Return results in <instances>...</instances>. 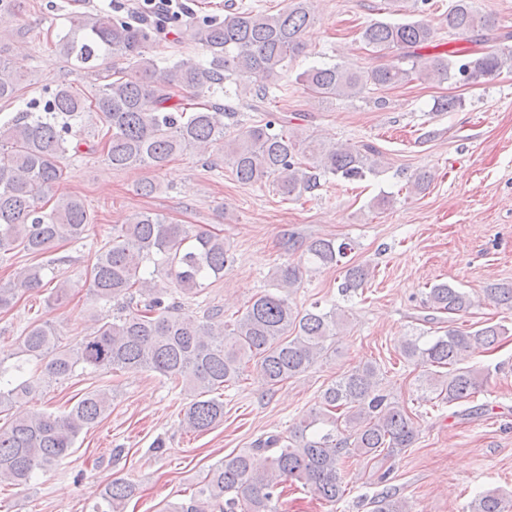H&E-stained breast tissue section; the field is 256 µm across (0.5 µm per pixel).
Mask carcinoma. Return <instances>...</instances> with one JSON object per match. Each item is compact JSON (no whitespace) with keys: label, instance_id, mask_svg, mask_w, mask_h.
<instances>
[{"label":"carcinoma","instance_id":"obj_1","mask_svg":"<svg viewBox=\"0 0 512 512\" xmlns=\"http://www.w3.org/2000/svg\"><path fill=\"white\" fill-rule=\"evenodd\" d=\"M315 19L311 0H289L269 14L241 10L224 17L193 23L180 38L209 55L159 57L156 49L167 40L172 22L163 15L117 17L106 11L80 12L58 35L55 48L66 62L87 69L98 84L82 91L57 86L44 102L35 99L11 120L0 124V254L20 249L42 255L60 242H79L92 224L88 207L76 195L58 193L65 177V160L79 153L81 138L73 131L84 112L94 111L103 125L102 151L114 169L144 167L160 170L186 150L205 153L224 144V158L243 185L268 179L291 199L314 193L320 178L333 175L361 181L376 172L378 150L363 143L336 146L301 137L298 128L281 117L237 130L233 112L215 105L192 103L234 79L257 86L264 98L269 84L303 53V34ZM448 30L465 35L491 31L495 20L480 15L471 0H453L445 15ZM438 28L418 19L403 23L372 20L361 32L371 51L383 55L403 51L400 63L361 71L341 63L313 66L298 80L322 100L356 97L368 86L391 88L416 74L465 85L488 82L512 70V49L450 56H424ZM0 45V102L18 97L24 74L3 56ZM351 243L318 238L306 246L307 260L316 266L341 262ZM154 270L145 272L146 264ZM233 262L224 238L210 233L189 234L150 211H140L95 252L89 291L117 312L95 319L91 333L79 342L62 344L47 323L31 324L16 341L5 367L0 358V410L15 400L36 396L53 382L83 371L145 368L181 388L190 402L182 425L195 432L212 429L224 419V401L211 393L239 379L249 362L270 385L294 378L318 359L336 351L337 309L319 303L299 310L288 292L302 278L297 264L276 268V291L254 297L232 324H224L218 308L200 316L183 311L180 297L204 290L203 280L222 277ZM51 258L32 267L19 279L0 285V310L9 309L20 294L55 283L48 297L62 303L68 294ZM368 277L361 265H349L339 285L347 295ZM487 297L512 310V283L486 289ZM426 303L435 313L448 315L450 326L432 336H414L401 344L408 361L433 371L419 378L420 398L431 395L443 403L460 405L485 387L476 368H460L467 355L496 348L508 328L486 323L464 329L451 325L453 316L468 311V292L448 282L432 285ZM35 366L30 370L29 366ZM446 372H441V369ZM111 408L104 390L85 394L62 415L33 412L0 425V479L27 485L39 471L60 465L73 452L79 435L98 424ZM417 436L408 410L381 392L378 368L367 362L345 372L321 393L298 430L288 437L271 434L248 453L227 455L212 467L185 501L166 504L163 512H278L282 483L291 480L311 489L324 504L334 505L345 492L340 464L351 457L394 456L413 447ZM133 494L131 484L115 479L108 484L94 512H120ZM375 512H410L408 501L393 493L375 497ZM466 512H512V501L494 489L477 494Z\"/></svg>","mask_w":512,"mask_h":512}]
</instances>
